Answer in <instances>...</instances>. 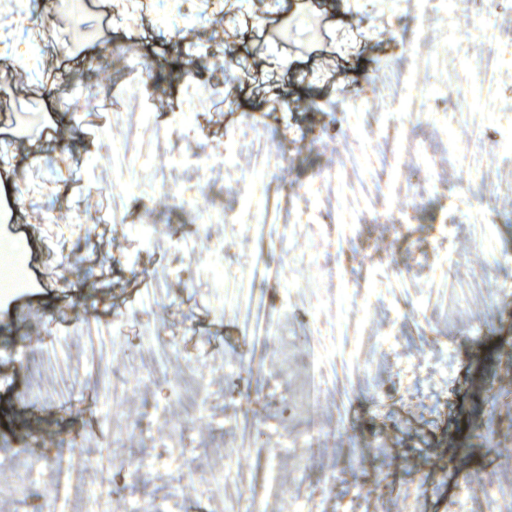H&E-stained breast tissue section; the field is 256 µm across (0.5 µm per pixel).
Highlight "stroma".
<instances>
[{"mask_svg": "<svg viewBox=\"0 0 512 512\" xmlns=\"http://www.w3.org/2000/svg\"><path fill=\"white\" fill-rule=\"evenodd\" d=\"M186 6L185 21L92 0L82 21L109 34L74 61L49 0H0V98L49 127L19 143L0 123V238L56 281L0 304V512H81L102 486L112 512H502L512 11L326 0L313 48L301 25L251 35L308 0ZM438 46L433 73L419 59ZM454 73L473 100L457 114ZM348 153L381 183L359 212L330 193ZM251 292L273 320L264 346L229 308ZM251 356L262 456L243 465ZM461 444L467 465L449 467Z\"/></svg>", "mask_w": 512, "mask_h": 512, "instance_id": "stroma-1", "label": "stroma"}]
</instances>
